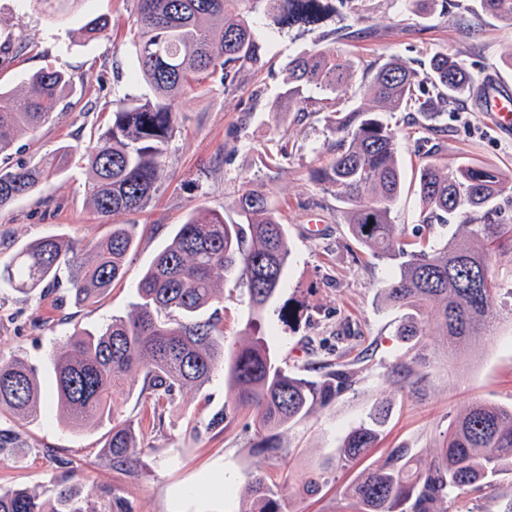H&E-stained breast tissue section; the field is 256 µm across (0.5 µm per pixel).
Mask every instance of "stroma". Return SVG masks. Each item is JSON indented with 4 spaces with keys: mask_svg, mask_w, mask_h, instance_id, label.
I'll return each instance as SVG.
<instances>
[{
    "mask_svg": "<svg viewBox=\"0 0 512 512\" xmlns=\"http://www.w3.org/2000/svg\"><path fill=\"white\" fill-rule=\"evenodd\" d=\"M475 5V0H435L418 16L404 0H355L352 8L340 9L320 25L284 30L266 42L263 68L241 72L229 89L218 78L207 79L204 87L180 99L181 120L167 147L164 178L139 211L100 222L84 188L89 166L78 154L65 173L0 210L1 263L19 245L42 237L89 240L105 236L114 223L137 227L123 281L93 305L72 304L65 268L58 287L45 293L24 297L0 289V354L23 358L40 374H48L51 356L73 329L99 331L112 317L130 311L142 274L190 213L213 211L233 222L232 202L248 188L267 193L287 229L291 256L275 306L261 318H251L247 292L236 275L221 282L220 301L211 310L222 320L225 348L252 334L268 339L292 373L316 380L326 364L346 366L352 373L350 387L333 402L275 429L271 452L258 450L262 435L252 414L237 409L224 374L203 388L184 389L156 413L130 396L120 411L139 423L141 452L124 470L112 468L102 454L108 422L75 432L60 422L54 406L24 422L0 415V429L17 435L0 463V487L21 486L51 497L64 459L69 485L90 496L97 512H108L115 496L130 501L134 512H242L246 476L263 470L278 483L288 512H341L342 487L381 462L390 448L432 455L450 421L471 402L512 406V294L505 291L496 299L501 318L492 334L450 357L437 356L441 339L433 324H424L420 348L433 360L421 369L422 386L414 390L396 383L393 369L408 344L398 334L400 311L380 299L396 264L368 255L354 242L339 204L311 177L332 154L329 112H284L279 104L289 62L326 46L354 60L358 86L392 56L425 71L438 50L461 61L475 83L496 77L512 84V68L502 64L512 48V26L477 18ZM101 15L112 22L109 36L79 38L78 29ZM134 17V0H80L58 20L30 0H0V43L6 47L0 53V84L27 92L30 75L46 67L71 79L52 120L36 133L19 136L16 160L32 163L61 145H87L104 129L117 100L151 96L150 87L134 77ZM383 118L397 133L405 170L431 151L444 165L476 158L512 175V137L497 132L472 98L451 104L425 128L406 112H387ZM282 144L288 147L284 159L276 156ZM314 214L322 223L313 232L308 222ZM392 219L434 242L455 230L451 224L424 227L410 185ZM382 401L388 402L390 415L380 444L363 461L342 466L344 437ZM218 412L223 425L209 428ZM320 470L332 476V483L307 493L308 476ZM511 501L512 474H506L494 490L466 495L454 508L502 512Z\"/></svg>",
    "mask_w": 512,
    "mask_h": 512,
    "instance_id": "35a3bbf8",
    "label": "stroma"
}]
</instances>
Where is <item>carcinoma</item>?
Wrapping results in <instances>:
<instances>
[{
	"instance_id": "obj_1",
	"label": "carcinoma",
	"mask_w": 512,
	"mask_h": 512,
	"mask_svg": "<svg viewBox=\"0 0 512 512\" xmlns=\"http://www.w3.org/2000/svg\"><path fill=\"white\" fill-rule=\"evenodd\" d=\"M136 74L153 96L132 99L112 110L97 140L84 148L91 171L87 198L102 218L146 207L165 171L166 147L179 123L178 99L221 72L224 88L236 74L260 66L263 44L257 18L280 29L317 23L338 13L350 0H135ZM481 15L512 24V0H476ZM88 39L107 34L108 20L86 22ZM355 65L338 51L304 52L288 63L285 111L302 112L307 92L319 91L324 104L352 90ZM69 84L65 73L41 69L29 79V91L17 95L0 87V209L39 189L67 170L78 150L62 145L38 162L9 164L18 135L35 132L52 119ZM462 64L438 52L421 75L390 58L377 67L362 100L347 113L335 110L329 128L335 137L333 158L312 171L346 212L352 238L372 256L398 259L392 278L381 288L384 305L403 313L399 335L415 349L428 319L444 337L443 353L489 335L497 318L496 297L512 269L496 268L498 256L512 251V224L502 214L505 178L493 164L479 160L447 166L419 162L413 173L427 224L458 220L443 244L407 241L392 223V208L404 185L396 132L379 112H418L424 117L448 110L471 93ZM238 220L197 211L178 225L169 243L139 280L138 301L125 316L103 330L74 333L66 349L51 358L52 382L17 357L0 356V413L24 421L40 404L56 403L64 423L77 432L92 422L111 427L102 445L115 469L131 463L139 450L133 420L120 414V401L132 392L128 374L143 373L139 396L158 406L187 387L206 385L225 371L238 407L257 413L259 430L297 422L316 405L336 399L350 385L345 366L321 381L295 375L278 361L268 343L244 341L224 356V332L216 316L201 319L218 300L224 273L236 271L246 287L251 313L266 311L283 285L291 250L285 225L269 206L265 192L247 189L233 202ZM137 242L136 225L114 224L102 238L67 240L53 235L18 249L0 268V283L29 294L56 283L57 272L71 267V292L77 304H92L124 276L128 254ZM430 362L419 352L400 365V381L419 389L417 366ZM381 404L369 422L351 430L340 459L347 466L376 447L388 420ZM512 471V407L474 402L448 426L436 453L424 460L408 448H393L383 462L359 474L342 493L343 512H449L462 494L491 489L495 477ZM243 497L248 512H287L278 484L264 474L248 477ZM0 512H90L66 483L44 501L22 487L0 488Z\"/></svg>"
}]
</instances>
